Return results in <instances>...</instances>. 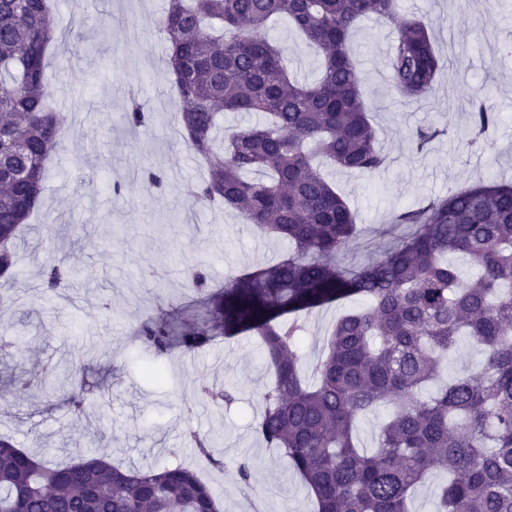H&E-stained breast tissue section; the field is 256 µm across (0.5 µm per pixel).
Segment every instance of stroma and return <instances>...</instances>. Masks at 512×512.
I'll return each instance as SVG.
<instances>
[{
  "label": "stroma",
  "mask_w": 512,
  "mask_h": 512,
  "mask_svg": "<svg viewBox=\"0 0 512 512\" xmlns=\"http://www.w3.org/2000/svg\"><path fill=\"white\" fill-rule=\"evenodd\" d=\"M62 43L50 46L47 75L67 137L47 164L41 207L17 242L18 302L0 303V336L18 339L24 355L0 352V433L51 463L106 449L124 467L195 466L188 437L209 436L222 467L203 476L223 512H242L246 496L265 512H314V500L287 459L266 447L252 426L260 395L271 385L258 339L214 334L199 349L161 352L138 339L143 325L162 313L190 314L198 293L190 273L204 268L212 289L246 270L287 257V241L262 235L236 212L191 206L188 185L200 176L179 134L171 75L156 22L166 0H55ZM427 17L439 68L434 92L400 97L389 82V56L401 19ZM269 36L288 46V68L301 82L315 79L318 56L298 46L286 21ZM361 88L384 168L371 175L329 169L328 177L357 212L361 236L343 253L355 269L401 235L392 218L427 199L460 187L512 181V0H400L397 17L363 20L351 38ZM481 89L498 122L481 145H471V104L463 87ZM137 94L152 116L148 129L130 128L127 99ZM435 126L443 136L417 149L416 128ZM161 173L147 185L143 172ZM131 187L123 198L114 182ZM53 231H46V224ZM59 258L75 271L60 301L42 295L41 270ZM336 304L301 317L302 373L311 375ZM81 361L95 403L73 417L61 392L24 388L44 366ZM165 377L149 381L144 370ZM228 389L233 399L211 403L200 382ZM252 465L250 485L237 479L239 462Z\"/></svg>",
  "instance_id": "35a3bbf8"
}]
</instances>
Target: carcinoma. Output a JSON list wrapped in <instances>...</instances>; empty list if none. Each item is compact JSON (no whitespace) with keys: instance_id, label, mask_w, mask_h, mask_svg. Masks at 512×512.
<instances>
[{"instance_id":"1","label":"carcinoma","mask_w":512,"mask_h":512,"mask_svg":"<svg viewBox=\"0 0 512 512\" xmlns=\"http://www.w3.org/2000/svg\"><path fill=\"white\" fill-rule=\"evenodd\" d=\"M398 0H168L158 33L174 75L173 103L183 141L205 165L192 197L221 203L294 252L271 267L207 288L196 270L200 306L187 323L166 314L145 325L143 343L203 347L214 332L256 336L273 370L254 432L278 449L315 499L317 512H410L408 500L434 471L448 474L435 512H512V182L479 183L402 211L411 232L357 270L338 256L360 235L356 215L322 174L316 158L373 174L385 163L360 95L349 40L366 16L394 17ZM285 18L321 59L313 83L288 73V53L266 35ZM56 23L51 0H0V278L15 279L14 247L39 206L50 152L63 136L51 102L46 51ZM438 68L430 24L407 18L390 57V79L408 99L430 95ZM471 133L497 124L471 93ZM226 112L262 121L215 129ZM126 120L146 127L131 101ZM447 133L414 134L421 151ZM477 269L464 281L448 255ZM47 289L67 287L63 262L50 264ZM358 298L327 338L313 381L300 373L294 344L303 311ZM462 336L481 349L480 368L425 387ZM92 401L73 390L76 415ZM391 407L368 455L355 444L367 413ZM191 442L214 467L211 440ZM0 512H220L198 473L182 465L141 471L112 465L50 467L0 437Z\"/></svg>"}]
</instances>
